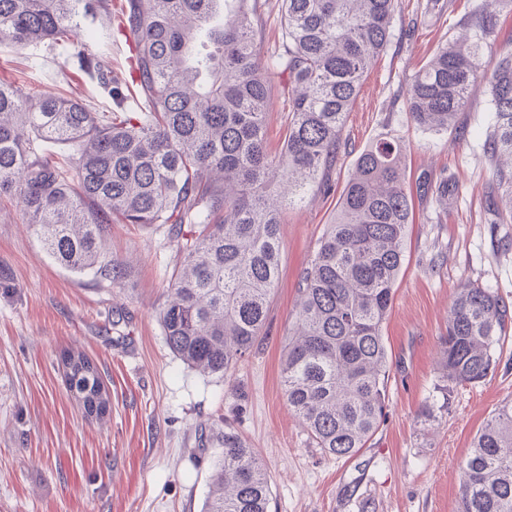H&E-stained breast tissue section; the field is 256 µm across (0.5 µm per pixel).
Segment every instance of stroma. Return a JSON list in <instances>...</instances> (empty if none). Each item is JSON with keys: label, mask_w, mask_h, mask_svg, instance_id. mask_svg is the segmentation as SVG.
Instances as JSON below:
<instances>
[{"label": "stroma", "mask_w": 512, "mask_h": 512, "mask_svg": "<svg viewBox=\"0 0 512 512\" xmlns=\"http://www.w3.org/2000/svg\"><path fill=\"white\" fill-rule=\"evenodd\" d=\"M483 0H399L393 35L365 73L343 130L345 146L326 180L284 206L280 272L262 340L231 378L204 375L170 350L159 321L177 253L164 225L112 224L110 255L128 264L123 285L77 273L43 250L20 208L0 203V512H201L209 477L237 433L255 448L270 480L271 512H459L470 444L512 399V330L494 369L459 386L439 376L452 296L465 280L512 304V223L498 211L484 132L489 96L477 84L456 129L413 126L406 90L438 45L453 39ZM282 0H258L261 59L282 41ZM65 55L40 49L32 65L0 43V81L37 95L113 108L97 80ZM288 83L272 75L267 147L277 153L288 122ZM399 137L413 222L392 310L385 416L366 447L336 459L316 448L291 412L280 378L298 277L336 217L339 191L362 150ZM448 179L447 202L424 181ZM96 364L110 396L104 420L87 417L67 384L61 355Z\"/></svg>", "instance_id": "obj_1"}]
</instances>
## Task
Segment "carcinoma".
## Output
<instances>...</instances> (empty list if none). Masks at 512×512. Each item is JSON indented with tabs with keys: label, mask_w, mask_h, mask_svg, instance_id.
Instances as JSON below:
<instances>
[{
	"label": "carcinoma",
	"mask_w": 512,
	"mask_h": 512,
	"mask_svg": "<svg viewBox=\"0 0 512 512\" xmlns=\"http://www.w3.org/2000/svg\"><path fill=\"white\" fill-rule=\"evenodd\" d=\"M282 2V48L263 63L250 0H126L115 27L133 37L138 112L125 111L126 80L91 52L78 56L79 68L109 89L110 112L0 82V199L17 203L54 262L114 286L127 268L106 250L109 224L169 225L179 262L160 321L171 351L203 374L232 376L258 341L279 279L283 203L322 184L336 162L362 78L390 41L398 0ZM492 6L415 73L406 112L411 124L446 132L484 82L493 112L485 153L512 210V54L481 68ZM96 11L112 27L109 0H0V39L21 52H66ZM275 74L288 76V125L271 156ZM59 145L70 149L63 164L52 158ZM411 219L402 147L385 136L358 155L336 219L300 275L281 384L309 438L337 459L366 447L385 414L383 325ZM510 323L512 308L493 289L463 284L448 308L441 378L484 379ZM62 359L83 406H108L96 365L79 353ZM270 500L256 450L224 433L202 512H269ZM460 512H512L511 399L473 439Z\"/></svg>",
	"instance_id": "1"
}]
</instances>
